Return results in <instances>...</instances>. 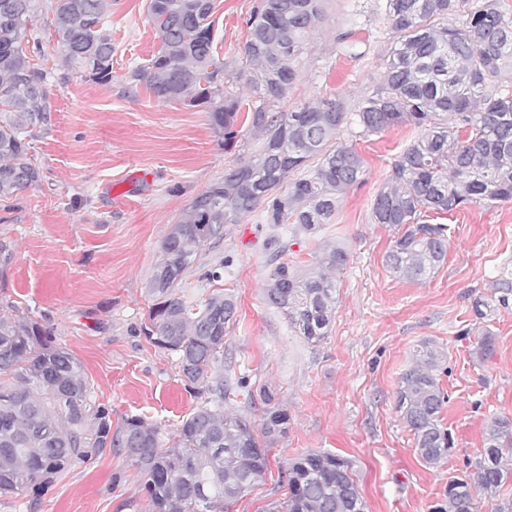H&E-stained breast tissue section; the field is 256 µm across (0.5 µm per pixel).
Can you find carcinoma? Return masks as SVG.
Wrapping results in <instances>:
<instances>
[{"label": "carcinoma", "mask_w": 512, "mask_h": 512, "mask_svg": "<svg viewBox=\"0 0 512 512\" xmlns=\"http://www.w3.org/2000/svg\"><path fill=\"white\" fill-rule=\"evenodd\" d=\"M34 2L0 0V199L41 182L28 137L50 124L51 104L46 74L30 63ZM111 7L112 0H54L64 63L85 81L112 82L114 47L105 28ZM213 10V0H149L147 17L161 47L132 78L159 101L205 108L211 126L230 142L242 101L227 87L234 69L217 54ZM386 11L394 45L378 88L354 116L363 135L402 125L420 131L392 162L372 207L374 223L401 228L386 255L389 271L420 281L443 263L449 231L423 222L422 213L512 200V92L501 88L512 77V17L497 0L479 9L469 0H386ZM324 19L322 0H260L247 21L244 54L247 81L260 101L249 121L265 136L262 149L198 194L162 241L163 257L147 288L152 306L145 333L177 356L185 387L204 397L181 421L175 445L161 447L160 428L137 416L112 429L111 411L93 399L81 363L39 322L0 313V495L44 486L107 448L138 469L152 512H224L264 481L268 449L288 433V410L271 388L255 389L244 378L237 387L263 404L259 425L224 407L231 388L216 368L224 364L236 299L213 294L196 308L176 287L197 269L206 245L247 214L259 210L266 224L292 222L310 234L331 223L338 196L361 182L362 157L330 145L347 118L341 103L322 99L282 110L303 38ZM301 168L308 174L288 182ZM348 258L342 247L325 248L304 273L272 262L265 298L312 344L326 338L334 313L330 273ZM494 291L493 299H472L475 319L486 322L509 306L512 280L499 278ZM494 346L493 334L482 331L473 358L489 359ZM444 358L433 341L420 342L395 392L416 454L433 467L455 447L441 418L446 397L437 372ZM511 480L512 418L495 416L472 471L448 480L432 512H478L480 497L494 502V512H512V497L502 494ZM366 509L349 459L309 452L289 464L288 499L271 512Z\"/></svg>", "instance_id": "carcinoma-1"}]
</instances>
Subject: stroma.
<instances>
[{
    "instance_id": "obj_1",
    "label": "stroma",
    "mask_w": 512,
    "mask_h": 512,
    "mask_svg": "<svg viewBox=\"0 0 512 512\" xmlns=\"http://www.w3.org/2000/svg\"><path fill=\"white\" fill-rule=\"evenodd\" d=\"M214 3L217 51L244 66L247 20L259 0ZM324 11L293 63L297 78L286 108L332 98L351 111L380 82L394 38L386 0H325ZM52 19V0H36L39 48L32 62L48 75L51 123L30 141L41 184L0 201V240L11 242L15 254L0 281V308L14 307L50 330L81 362L113 424L140 416L160 427L169 447L197 399L183 385L176 355L142 331L151 305L147 286L164 236L192 200L259 153L263 140L246 114L257 98L244 80L234 83L244 109L234 141L225 143L204 108L157 101L131 80V71L161 46L146 0H112L108 27L116 51L108 85L67 69ZM417 135L414 127L395 126L363 136L355 123L344 124L338 140L363 158L364 175L340 196L331 223L295 238L290 227L275 228L260 212L250 213L202 253V268L223 264L222 279L205 280L196 270L178 286L193 301L218 291L235 296L224 378L234 386L241 377L268 386L288 410V434L268 453L264 484L230 512H270L273 502L286 501L289 463L319 450L351 461L368 512H431L448 480L480 451L487 421L512 417V306L499 309L487 327L495 347L482 362L471 351L484 327L470 308L473 294L512 275V201L430 214L429 223L450 229L447 256L433 277L399 279L385 264L396 231L373 223L372 207L392 162ZM275 234L286 246L282 261L300 271L327 246L349 253L336 275L330 329L319 344L298 336L265 300ZM426 339L447 354L442 417L455 439L434 468L415 453L413 435L394 410L400 377ZM147 510L137 469L110 450L47 487L0 497V512Z\"/></svg>"
}]
</instances>
